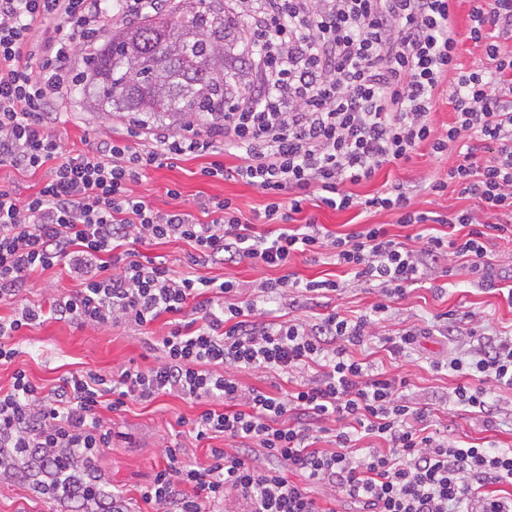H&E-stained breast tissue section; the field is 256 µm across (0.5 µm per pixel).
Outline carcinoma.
<instances>
[{"mask_svg": "<svg viewBox=\"0 0 512 512\" xmlns=\"http://www.w3.org/2000/svg\"><path fill=\"white\" fill-rule=\"evenodd\" d=\"M160 28L147 17L88 49L75 75L81 99L130 123L160 118L207 129L224 118L231 91H250L234 65L241 25L224 18V0H175Z\"/></svg>", "mask_w": 512, "mask_h": 512, "instance_id": "carcinoma-1", "label": "carcinoma"}]
</instances>
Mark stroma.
Returning <instances> with one entry per match:
<instances>
[{
  "mask_svg": "<svg viewBox=\"0 0 512 512\" xmlns=\"http://www.w3.org/2000/svg\"><path fill=\"white\" fill-rule=\"evenodd\" d=\"M51 127L60 135L68 150L94 149L101 136L117 137L124 133L125 121L92 112L83 107L78 96H71L54 114ZM458 160L456 151L440 156L430 154L428 148L418 150L411 161L402 165H388L380 169L368 182L351 186L350 191L366 199L388 190L401 182H422L427 185L444 177L448 168ZM208 163L204 157H186L174 164L146 171L135 194L144 196L155 208L168 211L179 208L202 218L198 204L211 197L231 199L244 220L255 223L258 232H269L270 227L258 220L267 204L264 195L253 187L233 179L207 178L200 170ZM178 190L179 198H171L170 190ZM314 218L326 230L343 234L358 229L362 224L388 225L397 241L415 248V230L398 224L396 213L390 211L363 212L331 210L307 204L297 214V223ZM138 251L155 261L166 263L180 273L224 281L234 279L244 287L243 299H251L252 287L261 281L290 273L302 280L336 279L342 273L333 260L320 257L311 260L304 253L296 254L287 269L269 268L248 261L240 264L211 263L193 265L191 245L179 239L141 243ZM453 276L443 275L440 269L417 285L409 288L403 298L390 301L387 313L376 324L375 339L365 347L354 348L357 358L371 362L390 374L406 377L410 383L409 400L428 407L431 431L446 435L461 447L489 446L512 448V389L500 388L492 395L497 403L493 417L474 413L469 408L452 406L449 393L460 378L448 370H435L433 362L447 358L449 353H461L470 348L473 339L471 327L463 323L458 336L448 338L433 334L422 338L410 355L396 358L383 345V339L402 329L432 327L439 315L472 311L482 316V330L486 333L512 332V303L501 292L480 286L478 277L462 262H453ZM73 281L62 265L36 272L28 290L15 299L0 303V317H8L15 310L30 305H48L52 298L72 289ZM170 330L167 318H160L147 331L131 327L80 328L67 320L49 319L23 328L13 338L18 351L12 362L0 364V392L9 391L16 371H24L43 393H50L69 374L93 370L109 375L121 370L129 362L142 368L152 367L155 353L151 343L166 336ZM199 403L177 395H164L150 402L131 401L116 412L104 411V418L112 419V446L101 452L96 466L109 486L122 490L129 502L130 512H141V490L154 477L163 462L165 449L177 448L183 460L205 462L211 449L231 447V440L216 437L204 442L195 441L186 426L201 412ZM57 504L34 494L26 481L0 478V512H56Z\"/></svg>",
  "mask_w": 512,
  "mask_h": 512,
  "instance_id": "1",
  "label": "stroma"
}]
</instances>
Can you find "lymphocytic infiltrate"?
I'll use <instances>...</instances> for the list:
<instances>
[{"mask_svg": "<svg viewBox=\"0 0 512 512\" xmlns=\"http://www.w3.org/2000/svg\"><path fill=\"white\" fill-rule=\"evenodd\" d=\"M470 2L466 37L484 60L464 69L456 0H226L247 19L257 91L236 97L208 130L148 133L132 124L95 153L71 154L47 118L72 91V57L112 22L140 20L160 0H0V165L47 172L29 196L0 189V299L15 298L33 273L58 262L79 283L48 308L0 319V362L16 355L17 332L47 317L92 329L173 318L149 369L132 363L109 379L87 370L47 394L17 372L0 393L1 478L29 464L62 484L95 470L112 445L101 407L114 412L173 393L204 406L191 423L196 440L222 435L234 445L211 449L202 464L167 449L141 492L153 512H329L326 498L347 500L357 512H512V497L486 491L512 484V448H461L429 431V410L404 396L407 378L351 352L372 339L387 299L404 296L434 264L453 257L480 272L483 284L498 280L485 240L492 231L512 235V54L499 45L512 40V0ZM445 82L455 120L440 133L430 114ZM481 143L493 146L490 158L478 156ZM424 145L434 155L460 149L458 163L429 189L453 186L479 201L478 209L436 218L465 235L419 232L429 217L410 208L415 185L398 183L365 200L344 189L410 161ZM225 150L234 151L236 166L220 161ZM189 155L211 157L203 175L264 194V218L281 221L278 235L254 231L227 198L201 202L202 222L134 194L145 170ZM314 198L337 211L395 212L400 224L416 227L420 246H404L382 224L344 234L311 220L294 225ZM170 238L192 246L197 266L254 260L283 268L295 253H326L352 280L375 284L382 300L354 318L334 309L311 319L301 314L304 302L341 296L343 279L284 275L244 301L236 281L181 276L130 247ZM282 300L292 316L259 318L258 302ZM433 367L463 376L454 402L489 413L493 389L512 388V335L479 337L467 353ZM243 369L286 376L289 387L277 394L248 387L237 376ZM360 436L387 447L354 455ZM327 438L333 449L322 448ZM251 448L264 449L274 466L253 465ZM318 487L326 498L315 496Z\"/></svg>", "mask_w": 512, "mask_h": 512, "instance_id": "obj_1", "label": "lymphocytic infiltrate"}]
</instances>
